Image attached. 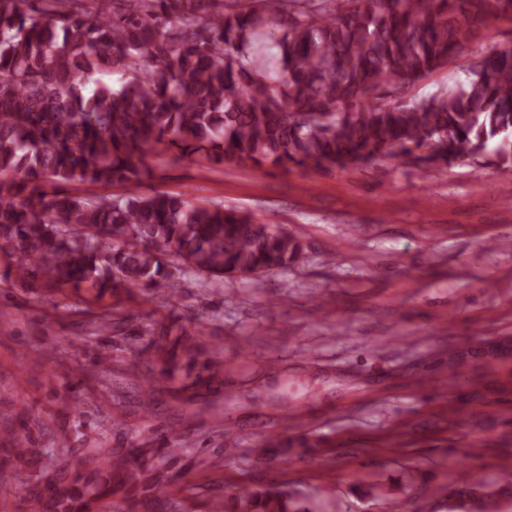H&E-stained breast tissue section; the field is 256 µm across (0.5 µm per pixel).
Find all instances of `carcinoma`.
I'll list each match as a JSON object with an SVG mask.
<instances>
[{
    "label": "carcinoma",
    "instance_id": "1",
    "mask_svg": "<svg viewBox=\"0 0 512 512\" xmlns=\"http://www.w3.org/2000/svg\"><path fill=\"white\" fill-rule=\"evenodd\" d=\"M505 0H0V247L27 283L83 292L87 334L138 358L144 414L162 416L160 376L184 403L224 386L171 314L137 329L105 297H170L202 284L277 272L300 241L182 193L101 194L54 184L129 185L148 153L207 165L251 161L363 168L396 156L428 167L495 155L512 164V55L480 57L462 86L414 87L451 62ZM118 86H113L112 81ZM112 423L77 455L58 436L41 460L28 433L0 453L35 469L38 512L169 509L171 471L190 444L159 426L137 445ZM512 491L480 476L452 494L474 512ZM235 512H310L286 491L243 486Z\"/></svg>",
    "mask_w": 512,
    "mask_h": 512
}]
</instances>
